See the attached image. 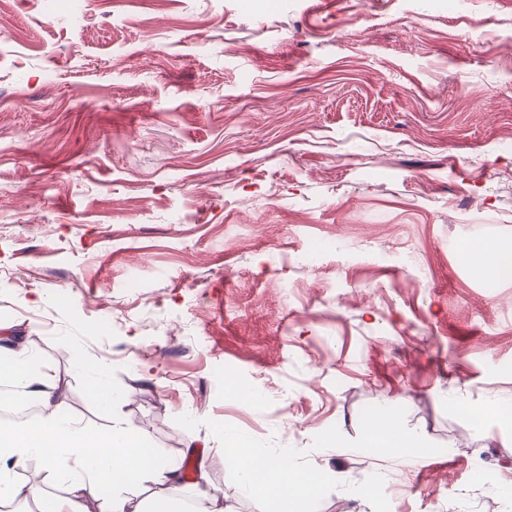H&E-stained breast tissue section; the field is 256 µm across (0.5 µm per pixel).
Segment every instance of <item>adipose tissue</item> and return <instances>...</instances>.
<instances>
[{"mask_svg": "<svg viewBox=\"0 0 512 512\" xmlns=\"http://www.w3.org/2000/svg\"><path fill=\"white\" fill-rule=\"evenodd\" d=\"M0 380L12 390L0 402L33 400L34 419L0 420V506L20 512L21 505L44 498L41 487L19 479L17 473L29 460H41L50 479L70 477L65 493L47 499L44 512H88V501L99 512H180L172 492L177 487L176 465L155 455H142L133 427L117 421L104 433L94 431L69 415L56 391L49 367H37L32 346L25 341L0 343ZM366 448L389 454L401 463L416 455L410 435L394 423H378L368 429ZM225 455L243 477L246 494H270L298 512H309L320 481L285 460L261 461L251 442L232 438ZM154 485L147 508H140L126 491V475Z\"/></svg>", "mask_w": 512, "mask_h": 512, "instance_id": "adipose-tissue-1", "label": "adipose tissue"}]
</instances>
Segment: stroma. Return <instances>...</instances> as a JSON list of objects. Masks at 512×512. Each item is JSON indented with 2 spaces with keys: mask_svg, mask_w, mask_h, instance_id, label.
<instances>
[{
  "mask_svg": "<svg viewBox=\"0 0 512 512\" xmlns=\"http://www.w3.org/2000/svg\"><path fill=\"white\" fill-rule=\"evenodd\" d=\"M66 3L0 11V322L69 411L236 512L281 506L232 434L315 512H512V427L470 413L512 407V281L459 260L512 241V0ZM380 411L426 456L379 465ZM252 447L244 437H231L225 448L226 457L243 476V491L249 495L271 494L283 504L299 509L294 511H311L320 485L318 476L299 471L288 460L262 462Z\"/></svg>",
  "mask_w": 512,
  "mask_h": 512,
  "instance_id": "stroma-1",
  "label": "stroma"
}]
</instances>
